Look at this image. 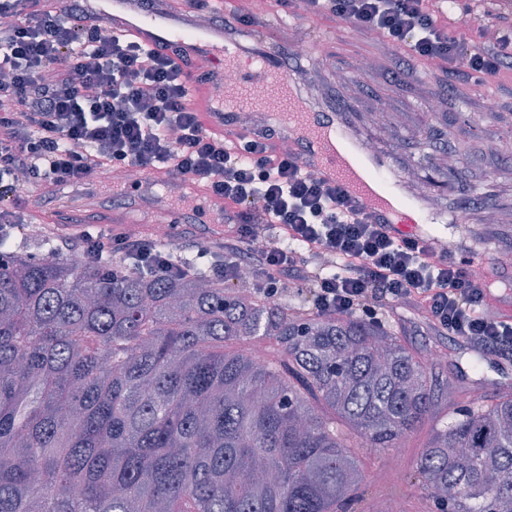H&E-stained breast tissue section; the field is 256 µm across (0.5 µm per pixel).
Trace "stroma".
<instances>
[{
	"label": "stroma",
	"mask_w": 512,
	"mask_h": 512,
	"mask_svg": "<svg viewBox=\"0 0 512 512\" xmlns=\"http://www.w3.org/2000/svg\"><path fill=\"white\" fill-rule=\"evenodd\" d=\"M260 21L281 22L280 61L308 42L327 67L326 77L309 85V94L340 108L366 146L404 177L409 192H427L424 215L435 219L439 231L453 237L448 216H464L473 257L501 264L489 308L512 317V95L500 94L496 81L487 79L464 85V97L449 101L439 68L420 63L413 64L405 83L392 82L387 70L396 57L376 37L357 33L330 14L302 18L296 0H265ZM460 147L461 161L448 164L447 153ZM378 316L412 348L423 353L440 348L432 375L437 384H451L464 402L478 396L489 403L512 391V362L487 357L480 371H473L471 350L439 333L415 309L385 305ZM440 421L433 416L405 439L404 480H397L389 453L360 449L364 482L355 512H370L380 497L396 498L403 512H436L412 471Z\"/></svg>",
	"instance_id": "stroma-1"
}]
</instances>
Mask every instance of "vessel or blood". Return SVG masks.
I'll list each match as a JSON object with an SVG mask.
<instances>
[{
	"label": "vessel or blood",
	"instance_id": "b4317fda",
	"mask_svg": "<svg viewBox=\"0 0 512 512\" xmlns=\"http://www.w3.org/2000/svg\"><path fill=\"white\" fill-rule=\"evenodd\" d=\"M90 11L114 34H133L148 46L168 44L192 62L209 63L217 79L212 89L216 112L248 110L254 93L272 91V108L264 117L274 122L279 137L293 143L303 167L340 185L380 223L412 225L414 234L437 250L463 253L461 243L443 240L429 225L414 223L396 194V181L388 177L387 164L361 143L342 112L306 96L299 76L279 71L274 61L279 47L269 28L254 32L255 47L248 52L223 29H195L188 15L146 10L138 0H91Z\"/></svg>",
	"mask_w": 512,
	"mask_h": 512
}]
</instances>
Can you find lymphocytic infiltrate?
<instances>
[{"instance_id": "obj_1", "label": "lymphocytic infiltrate", "mask_w": 512, "mask_h": 512, "mask_svg": "<svg viewBox=\"0 0 512 512\" xmlns=\"http://www.w3.org/2000/svg\"><path fill=\"white\" fill-rule=\"evenodd\" d=\"M429 0H299L303 16L326 13L381 37L405 61H438L448 79L512 77V25L473 40L432 17ZM169 46L149 48L100 23L81 0H0V254L26 211L87 188L106 169L156 170L206 187L237 221L198 251L214 279L249 267L257 293L285 282L311 286L317 313L376 320L380 302L408 304L470 347L512 354V318L488 314L486 276L470 261L431 249L382 224L340 186L304 169L273 129L231 141L213 126L211 92L190 86ZM177 140H170V132ZM35 196H26V187ZM277 225L285 246L257 244L256 225ZM87 260L140 274H184L174 254L125 233L71 239Z\"/></svg>"}]
</instances>
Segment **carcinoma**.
I'll use <instances>...</instances> for the list:
<instances>
[{"label": "carcinoma", "mask_w": 512, "mask_h": 512, "mask_svg": "<svg viewBox=\"0 0 512 512\" xmlns=\"http://www.w3.org/2000/svg\"><path fill=\"white\" fill-rule=\"evenodd\" d=\"M181 264L0 261V512H351L353 449L434 414L432 373L385 326ZM415 471L438 512H512V392L448 412Z\"/></svg>", "instance_id": "1"}]
</instances>
